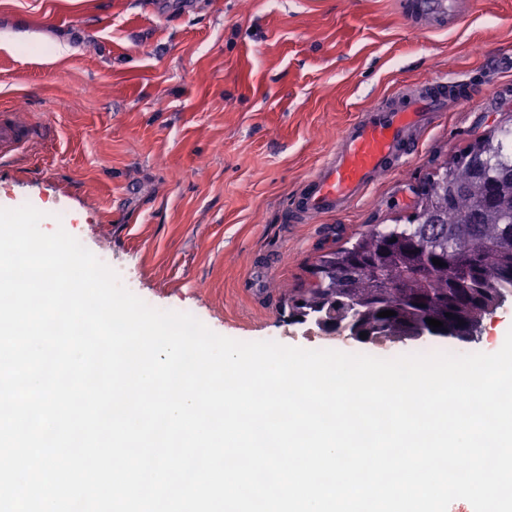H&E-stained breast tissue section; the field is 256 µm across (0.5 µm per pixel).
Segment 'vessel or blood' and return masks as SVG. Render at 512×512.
<instances>
[{
  "instance_id": "vessel-or-blood-1",
  "label": "vessel or blood",
  "mask_w": 512,
  "mask_h": 512,
  "mask_svg": "<svg viewBox=\"0 0 512 512\" xmlns=\"http://www.w3.org/2000/svg\"><path fill=\"white\" fill-rule=\"evenodd\" d=\"M399 11L415 26L444 30L461 17V0H398ZM476 86L435 79L401 90L361 112L344 127L323 164L299 188L297 218L309 220L351 207L384 174L403 167L437 123L440 113L470 104ZM34 127L0 117V159L30 141Z\"/></svg>"
}]
</instances>
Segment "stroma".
<instances>
[{"instance_id":"35a3bbf8","label":"stroma","mask_w":512,"mask_h":512,"mask_svg":"<svg viewBox=\"0 0 512 512\" xmlns=\"http://www.w3.org/2000/svg\"><path fill=\"white\" fill-rule=\"evenodd\" d=\"M430 78L485 93L347 211L291 217L340 130ZM13 109L48 131L0 163V208L33 206L47 233L73 219L152 308L242 342L377 358L490 353L512 330L511 305L469 344L381 349L303 335L285 296L370 225L405 223L441 164L512 122V0H469L443 31L396 0H0V113Z\"/></svg>"}]
</instances>
